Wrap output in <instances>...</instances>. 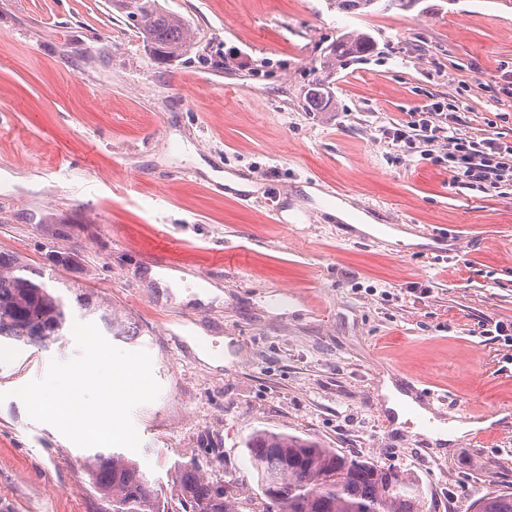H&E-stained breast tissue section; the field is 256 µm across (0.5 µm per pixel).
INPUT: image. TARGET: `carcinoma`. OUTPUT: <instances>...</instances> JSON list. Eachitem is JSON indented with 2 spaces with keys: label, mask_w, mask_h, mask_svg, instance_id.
<instances>
[{
  "label": "carcinoma",
  "mask_w": 512,
  "mask_h": 512,
  "mask_svg": "<svg viewBox=\"0 0 512 512\" xmlns=\"http://www.w3.org/2000/svg\"><path fill=\"white\" fill-rule=\"evenodd\" d=\"M380 3L385 10H410L420 0H327L330 8L346 15L367 14ZM110 5L139 34L156 63L174 61L194 47L191 29L160 0H110ZM373 48L366 32L338 36L304 89L310 109L325 112L332 102L322 75ZM43 278L44 272L19 257L0 254V337L45 346L65 335L71 306ZM101 319L115 337L136 335L130 323L111 313ZM246 448L265 497L263 512H427L415 478L391 465L287 433L257 431ZM92 480L101 498L112 503V512H164L156 483L118 451L94 456ZM173 492L182 512H240L227 489L209 481L195 462L177 468ZM475 512H512V492L488 493L477 501Z\"/></svg>",
  "instance_id": "1"
}]
</instances>
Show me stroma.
Returning <instances> with one entry per match:
<instances>
[{
	"label": "stroma",
	"instance_id": "obj_1",
	"mask_svg": "<svg viewBox=\"0 0 512 512\" xmlns=\"http://www.w3.org/2000/svg\"><path fill=\"white\" fill-rule=\"evenodd\" d=\"M160 2L194 35L167 64L108 0H0V253L135 327L117 346L150 354L161 392L133 412V460L166 490L200 460L240 512L263 509L246 448L258 430L411 472L431 512L512 492V342L491 333L512 326V194L452 185L447 164L381 133L453 95L463 136L512 142V7ZM346 29L374 49L329 76L330 111H307L303 90ZM327 186L375 206L372 223L447 230L456 252L370 240L336 218ZM204 283L219 296L200 299ZM75 353L69 335L0 339V512H99L93 449L14 395ZM388 378L432 393L438 419L503 417L485 438L436 444L395 427ZM384 2L383 10L397 8L410 10L419 4L420 0H328L330 9L346 15H364L370 13L379 3Z\"/></svg>",
	"mask_w": 512,
	"mask_h": 512
}]
</instances>
